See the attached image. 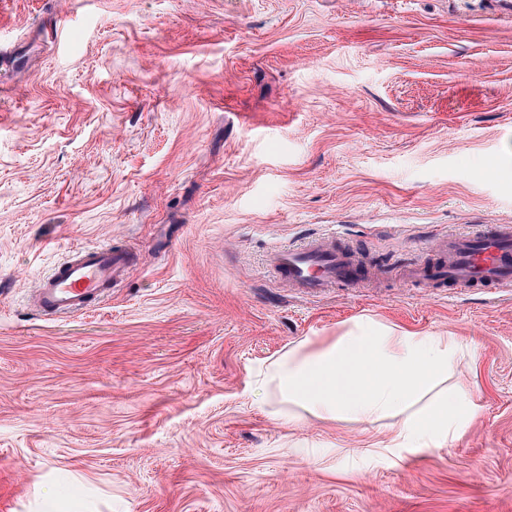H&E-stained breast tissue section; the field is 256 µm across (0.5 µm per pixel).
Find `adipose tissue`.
Here are the masks:
<instances>
[{"label":"adipose tissue","instance_id":"adipose-tissue-1","mask_svg":"<svg viewBox=\"0 0 512 512\" xmlns=\"http://www.w3.org/2000/svg\"><path fill=\"white\" fill-rule=\"evenodd\" d=\"M470 347L458 337L409 332L369 317L339 335L289 345L256 373L279 418L367 424L410 448H438L476 406L450 378Z\"/></svg>","mask_w":512,"mask_h":512}]
</instances>
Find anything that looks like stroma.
<instances>
[{"label": "stroma", "mask_w": 512, "mask_h": 512, "mask_svg": "<svg viewBox=\"0 0 512 512\" xmlns=\"http://www.w3.org/2000/svg\"><path fill=\"white\" fill-rule=\"evenodd\" d=\"M64 16L59 44L45 24ZM0 512H512V292L444 296L413 244L512 225V13L492 0H0ZM338 227L377 282L265 272ZM131 266L30 303L72 251ZM368 316L472 348L440 448L275 419L250 370ZM129 266L130 254L110 245L76 250L39 282L35 306L50 317L79 313L101 299Z\"/></svg>", "instance_id": "1"}]
</instances>
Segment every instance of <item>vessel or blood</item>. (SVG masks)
<instances>
[{
    "mask_svg": "<svg viewBox=\"0 0 512 512\" xmlns=\"http://www.w3.org/2000/svg\"><path fill=\"white\" fill-rule=\"evenodd\" d=\"M129 266V253L109 245L76 250L39 282L35 306L50 317L81 312L122 279ZM266 267L280 284L305 298L370 282L381 273L333 231L297 247L272 249ZM401 276L414 284H442L458 293L481 290L497 299L512 289V226L439 235L416 249Z\"/></svg>",
    "mask_w": 512,
    "mask_h": 512,
    "instance_id": "b4317fda",
    "label": "vessel or blood"
}]
</instances>
